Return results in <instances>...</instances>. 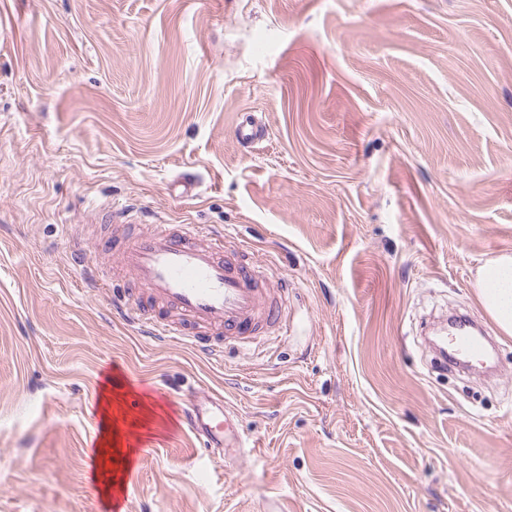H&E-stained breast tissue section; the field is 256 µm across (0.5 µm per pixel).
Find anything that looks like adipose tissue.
I'll return each instance as SVG.
<instances>
[{"label": "adipose tissue", "mask_w": 512, "mask_h": 512, "mask_svg": "<svg viewBox=\"0 0 512 512\" xmlns=\"http://www.w3.org/2000/svg\"><path fill=\"white\" fill-rule=\"evenodd\" d=\"M476 293L500 332L512 336V255L489 259L479 267Z\"/></svg>", "instance_id": "1"}]
</instances>
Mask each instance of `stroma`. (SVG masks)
<instances>
[{
  "mask_svg": "<svg viewBox=\"0 0 512 512\" xmlns=\"http://www.w3.org/2000/svg\"><path fill=\"white\" fill-rule=\"evenodd\" d=\"M115 205L250 246L292 335L216 363L113 318L66 227ZM504 253L512 0H0V512H512ZM455 312L497 373L430 347ZM123 367L157 420L92 481ZM190 386L251 452L180 427ZM476 293L500 332L512 336V255H500L479 267ZM120 389L113 388L112 386L106 387L102 389L99 398V413L103 421V433H102V443L108 444L114 440V433H112V427L114 430V426H116V430L114 432L120 431V423L126 424V419L123 417V414L117 409L115 412L112 407L124 396L123 393L119 391Z\"/></svg>",
  "mask_w": 512,
  "mask_h": 512,
  "instance_id": "35a3bbf8",
  "label": "stroma"
}]
</instances>
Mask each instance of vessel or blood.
<instances>
[{
    "label": "vessel or blood",
    "mask_w": 512,
    "mask_h": 512,
    "mask_svg": "<svg viewBox=\"0 0 512 512\" xmlns=\"http://www.w3.org/2000/svg\"><path fill=\"white\" fill-rule=\"evenodd\" d=\"M109 230L98 239L102 252H117L146 297L115 291L108 306L113 316L138 326L150 339L175 340L219 359L225 345L287 332L284 290L266 287L245 244L225 245L222 233L198 224H158L146 231L118 212ZM452 339L457 359L480 360L487 354L484 343L468 332H455ZM181 423L208 452L233 448L241 453L249 446L218 396L188 389Z\"/></svg>",
    "instance_id": "1"
}]
</instances>
